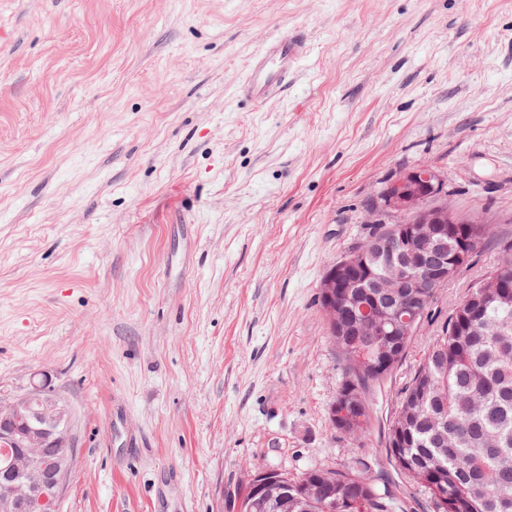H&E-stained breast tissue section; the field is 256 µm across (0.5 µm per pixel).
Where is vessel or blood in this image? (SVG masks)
Segmentation results:
<instances>
[{
  "mask_svg": "<svg viewBox=\"0 0 512 512\" xmlns=\"http://www.w3.org/2000/svg\"><path fill=\"white\" fill-rule=\"evenodd\" d=\"M307 53L302 33L280 34L255 53L249 70L240 83L242 92L253 100L269 99L288 87V78Z\"/></svg>",
  "mask_w": 512,
  "mask_h": 512,
  "instance_id": "vessel-or-blood-1",
  "label": "vessel or blood"
}]
</instances>
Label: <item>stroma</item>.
<instances>
[{
  "label": "stroma",
  "mask_w": 512,
  "mask_h": 512,
  "mask_svg": "<svg viewBox=\"0 0 512 512\" xmlns=\"http://www.w3.org/2000/svg\"><path fill=\"white\" fill-rule=\"evenodd\" d=\"M294 27L287 91L240 96ZM423 165L492 231L358 441L329 420L319 283ZM505 240L512 0H0V405L37 372L68 402L59 512H240L255 471L357 467L431 512L384 433Z\"/></svg>",
  "instance_id": "stroma-1"
}]
</instances>
